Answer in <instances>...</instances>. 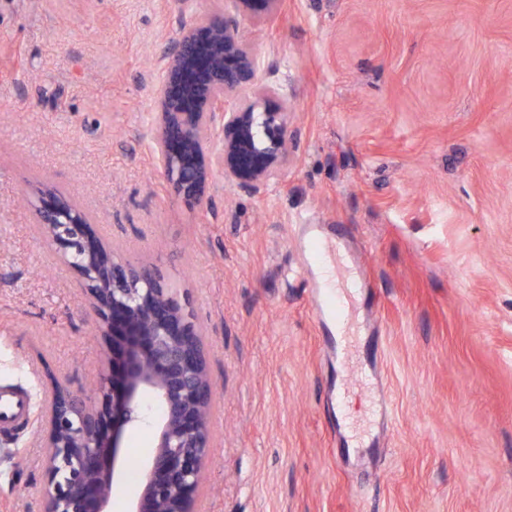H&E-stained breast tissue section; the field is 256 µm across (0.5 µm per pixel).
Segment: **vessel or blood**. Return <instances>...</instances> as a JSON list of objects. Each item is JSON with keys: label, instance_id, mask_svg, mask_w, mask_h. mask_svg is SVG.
<instances>
[{"label": "vessel or blood", "instance_id": "1", "mask_svg": "<svg viewBox=\"0 0 512 512\" xmlns=\"http://www.w3.org/2000/svg\"><path fill=\"white\" fill-rule=\"evenodd\" d=\"M300 251L303 269L310 276L314 314L319 322L332 324L336 328L333 342L339 369V385L335 400L340 403L344 400L346 382L361 383L380 375L377 368L354 360L355 349L346 332L350 320L348 284L339 280H325L317 271L319 262L326 256H333L337 267L341 268L348 261L354 260L355 254L338 232L320 224L303 225ZM32 409L33 401L29 393L11 387L0 388V433L8 434L27 425Z\"/></svg>", "mask_w": 512, "mask_h": 512}]
</instances>
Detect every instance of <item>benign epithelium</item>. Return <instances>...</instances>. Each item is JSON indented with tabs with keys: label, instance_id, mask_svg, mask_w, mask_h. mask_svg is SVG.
Segmentation results:
<instances>
[{
	"label": "benign epithelium",
	"instance_id": "obj_1",
	"mask_svg": "<svg viewBox=\"0 0 512 512\" xmlns=\"http://www.w3.org/2000/svg\"><path fill=\"white\" fill-rule=\"evenodd\" d=\"M281 0H229L217 16H191L165 53L153 96L154 142L168 189L203 207L216 174L259 194L298 149L288 99L258 77L244 22L273 20ZM37 220L70 267L94 315L107 368L90 391L47 373L38 422L46 448L45 512H109L122 485L123 440L144 404L159 408L155 449L129 512H194L211 443L214 396L203 331L178 289L142 261L122 257L74 202L36 192Z\"/></svg>",
	"mask_w": 512,
	"mask_h": 512
}]
</instances>
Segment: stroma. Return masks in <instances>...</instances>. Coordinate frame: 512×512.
Returning a JSON list of instances; mask_svg holds the SVG:
<instances>
[{
    "mask_svg": "<svg viewBox=\"0 0 512 512\" xmlns=\"http://www.w3.org/2000/svg\"><path fill=\"white\" fill-rule=\"evenodd\" d=\"M224 0H0V384L100 377L103 349L30 194L73 198L187 293L215 384L197 512H512V0H283L247 25L299 149L260 196L168 192L151 101ZM304 224L367 263L351 305L381 383L350 391L298 276ZM385 400L384 423L368 417ZM38 423L0 435V512H43Z\"/></svg>",
    "mask_w": 512,
    "mask_h": 512,
    "instance_id": "1",
    "label": "stroma"
}]
</instances>
